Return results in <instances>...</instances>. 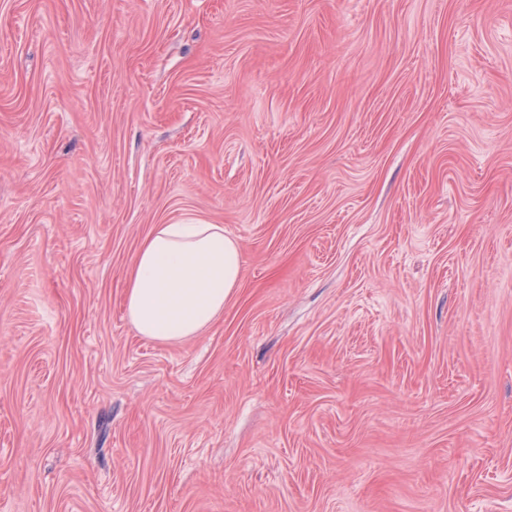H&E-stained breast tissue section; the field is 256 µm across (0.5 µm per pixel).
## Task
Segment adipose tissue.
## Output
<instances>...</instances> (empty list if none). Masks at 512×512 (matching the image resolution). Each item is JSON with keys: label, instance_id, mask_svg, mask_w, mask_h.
<instances>
[{"label": "adipose tissue", "instance_id": "adipose-tissue-1", "mask_svg": "<svg viewBox=\"0 0 512 512\" xmlns=\"http://www.w3.org/2000/svg\"><path fill=\"white\" fill-rule=\"evenodd\" d=\"M241 273L239 245L222 226L154 225L126 273V316L141 336L185 340L221 317Z\"/></svg>", "mask_w": 512, "mask_h": 512}]
</instances>
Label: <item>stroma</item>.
Wrapping results in <instances>:
<instances>
[{"label":"stroma","instance_id":"stroma-1","mask_svg":"<svg viewBox=\"0 0 512 512\" xmlns=\"http://www.w3.org/2000/svg\"><path fill=\"white\" fill-rule=\"evenodd\" d=\"M0 512H512V0H0ZM242 264L238 243L218 224L154 225L126 273V316L155 341L196 336L224 313Z\"/></svg>","mask_w":512,"mask_h":512}]
</instances>
